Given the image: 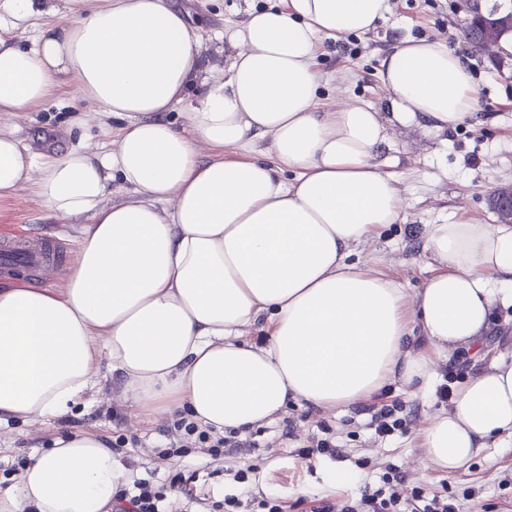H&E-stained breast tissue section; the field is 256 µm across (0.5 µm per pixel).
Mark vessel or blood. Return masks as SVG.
Instances as JSON below:
<instances>
[{"mask_svg":"<svg viewBox=\"0 0 512 512\" xmlns=\"http://www.w3.org/2000/svg\"><path fill=\"white\" fill-rule=\"evenodd\" d=\"M0 253L19 254L27 260L26 266L21 268L1 264L0 275L5 277L22 272L44 279L59 271L64 263L61 240L38 228L9 235L7 242L0 246Z\"/></svg>","mask_w":512,"mask_h":512,"instance_id":"vessel-or-blood-1","label":"vessel or blood"}]
</instances>
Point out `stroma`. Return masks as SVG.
I'll return each instance as SVG.
<instances>
[{
  "instance_id": "stroma-1",
  "label": "stroma",
  "mask_w": 512,
  "mask_h": 512,
  "mask_svg": "<svg viewBox=\"0 0 512 512\" xmlns=\"http://www.w3.org/2000/svg\"><path fill=\"white\" fill-rule=\"evenodd\" d=\"M392 10L376 29L365 35L347 34L322 40L315 58L318 70L330 77L319 107L330 112L340 100L383 110L388 94L380 77L384 51L398 38L446 41L462 53L472 69L478 104L466 121L445 132L394 125L391 144L379 158L380 168L397 180L405 204L398 223L389 225L364 245L358 258L396 280L407 295H414L430 274L423 231L428 224H444L461 217L486 224L496 221L488 197L500 183L512 180V55L507 67L472 49L463 37L464 13L457 0H391ZM192 16L194 33L205 52H213V30L241 21L249 10L265 7L267 0H181ZM94 109L71 87L59 99L34 112H22L1 124L34 150L50 153L83 140L107 146L117 141L119 120L94 121ZM38 224L62 239L67 261H74L87 224L83 217L47 215L30 186L17 197L0 199V235ZM117 383H105L86 396L66 417L11 422L0 428V480L30 453L47 449L58 435L88 430L104 436L130 429L144 447L137 457L136 477L162 480L175 470H199L198 487L215 497L249 492L257 497L276 494L295 501L305 497L344 499L358 496L363 486H378L386 468L397 469L425 494H447L455 512H512V444L503 443L474 456L455 475L434 469L421 448L422 430L429 418L444 410L433 389L414 391L400 383L384 387L372 403L402 400L415 411L408 429L388 439L377 438L370 416L360 406L320 411L303 403L289 404L285 413L268 424L250 429L254 445L226 455L224 470L211 473L201 453L174 457L167 464L151 460L153 447L164 444L163 418L135 416L118 398ZM330 431L341 455L312 465L296 456L310 438ZM259 471L249 484L234 482L244 465Z\"/></svg>"
}]
</instances>
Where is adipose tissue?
Listing matches in <instances>:
<instances>
[{
    "mask_svg": "<svg viewBox=\"0 0 512 512\" xmlns=\"http://www.w3.org/2000/svg\"><path fill=\"white\" fill-rule=\"evenodd\" d=\"M390 10L275 0L224 29L218 65L172 0H0V112L67 83L123 121L113 149L43 153L0 132V198L27 182L52 215L89 219L63 284L0 287V423L66 416L109 372L136 413L243 431L292 401L325 410L393 381L426 389L464 348L480 367L429 419L427 461L453 474L512 441V351H482L492 311L512 306V224L427 225L434 273L411 298L354 259L401 214L397 181L373 163L389 126L443 131L477 104L443 41L402 39L381 59L389 116L319 110L320 40L368 33ZM28 25L23 48L13 33ZM193 91L175 128L164 115ZM266 138L271 158L254 157ZM200 141L252 157L206 161ZM116 181L139 200L106 204ZM258 323L261 345L243 338ZM128 475L104 438L73 432L0 485V512H110Z\"/></svg>",
    "mask_w": 512,
    "mask_h": 512,
    "instance_id": "1",
    "label": "adipose tissue"
}]
</instances>
